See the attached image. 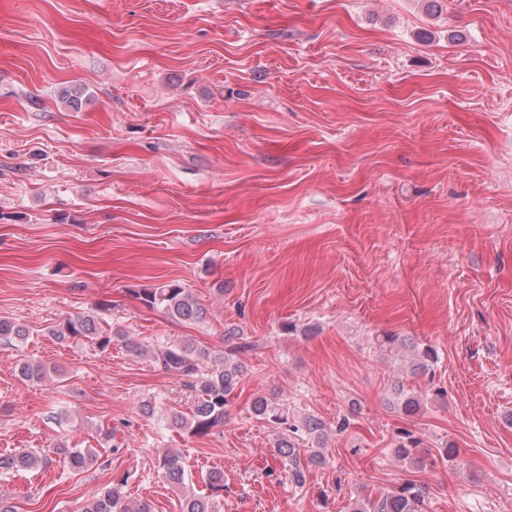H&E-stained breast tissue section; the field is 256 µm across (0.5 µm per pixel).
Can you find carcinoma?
Returning a JSON list of instances; mask_svg holds the SVG:
<instances>
[{
  "instance_id": "obj_1",
  "label": "carcinoma",
  "mask_w": 512,
  "mask_h": 512,
  "mask_svg": "<svg viewBox=\"0 0 512 512\" xmlns=\"http://www.w3.org/2000/svg\"><path fill=\"white\" fill-rule=\"evenodd\" d=\"M138 299L148 308H161L174 321L196 323L204 320L206 309L193 295L176 283H168L158 288H142L137 292ZM111 304L102 301L97 304L93 315L68 317L59 322L49 334L59 341L83 338L105 351L114 344H120L135 353H142L140 344L129 339L119 327H104L105 316ZM29 336L27 328L19 323L0 319V338L24 341ZM227 346L216 352L193 339H183L166 343L152 353L155 363L166 372L175 373L184 379L185 385L194 392V402L188 412L175 411L170 416L172 427L187 428L194 435H205L224 423L226 408L246 373V365L241 354L255 347L249 338L234 330L225 336ZM438 359L435 349L427 345L413 347L409 362L411 373L426 372ZM393 404L406 413L419 411L421 402L417 395L402 387L394 389ZM252 414L259 420L275 424L282 429L275 441L276 454L288 461V480L301 487L306 482L308 467L324 461L320 452L306 458L301 457L297 439L305 436L316 443L323 442L324 426L313 416L304 417L299 423H290L288 406L265 396L254 398ZM419 440L409 432L399 436L395 456L401 460L419 463ZM56 453L63 463L72 469L87 468L95 462V455L58 446ZM47 464V459L37 457L27 450H18L0 456V470H29ZM164 477L171 483L184 484V468L181 453L166 452L160 462ZM206 487L209 493L185 496L181 512H218V498L224 491V475L212 471L207 476ZM424 495L422 490L410 481L402 482L390 492L376 500L357 501L353 512H423ZM81 512H152L146 502L130 503L124 499L121 484H108L96 493L81 508Z\"/></svg>"
}]
</instances>
